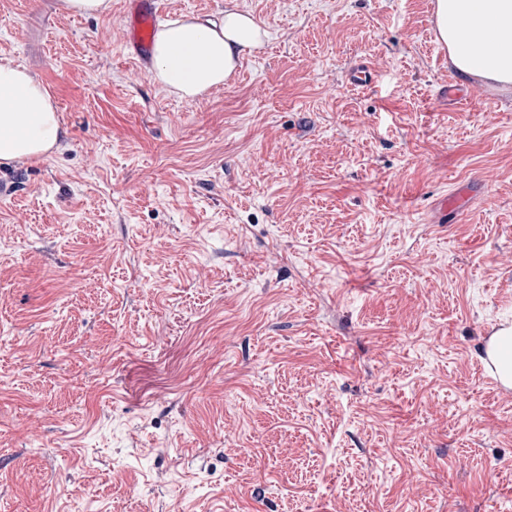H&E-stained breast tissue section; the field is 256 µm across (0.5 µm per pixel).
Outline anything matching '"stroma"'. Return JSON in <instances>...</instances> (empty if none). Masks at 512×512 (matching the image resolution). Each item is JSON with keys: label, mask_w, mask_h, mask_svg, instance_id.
Listing matches in <instances>:
<instances>
[{"label": "stroma", "mask_w": 512, "mask_h": 512, "mask_svg": "<svg viewBox=\"0 0 512 512\" xmlns=\"http://www.w3.org/2000/svg\"><path fill=\"white\" fill-rule=\"evenodd\" d=\"M233 4L264 45L182 99L128 0H0L63 131L0 161V512H512L479 358L512 318V92L454 70L434 0H158ZM133 5L131 15V44L137 56L149 54L151 40L157 19L155 0H130Z\"/></svg>", "instance_id": "stroma-1"}]
</instances>
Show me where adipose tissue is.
Masks as SVG:
<instances>
[{
	"instance_id": "ef3b65f1",
	"label": "adipose tissue",
	"mask_w": 512,
	"mask_h": 512,
	"mask_svg": "<svg viewBox=\"0 0 512 512\" xmlns=\"http://www.w3.org/2000/svg\"><path fill=\"white\" fill-rule=\"evenodd\" d=\"M434 23L448 59L462 76L512 87V0H435ZM267 37L236 7L222 22L182 17L163 23L153 46L151 71L182 99L223 86ZM61 137L57 107L23 67L0 63V160L40 157Z\"/></svg>"
}]
</instances>
